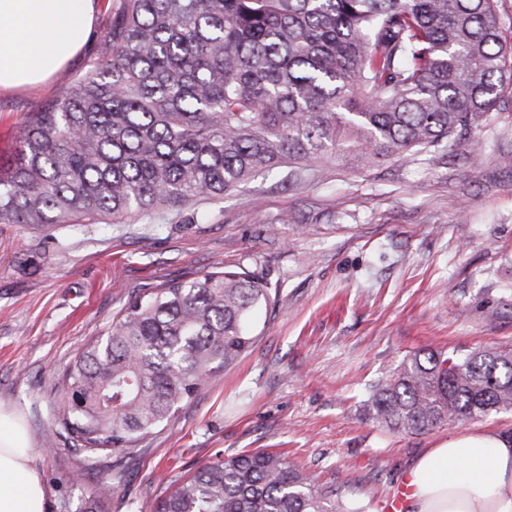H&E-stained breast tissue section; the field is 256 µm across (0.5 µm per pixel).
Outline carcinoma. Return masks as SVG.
<instances>
[{
  "instance_id": "1",
  "label": "carcinoma",
  "mask_w": 512,
  "mask_h": 512,
  "mask_svg": "<svg viewBox=\"0 0 512 512\" xmlns=\"http://www.w3.org/2000/svg\"><path fill=\"white\" fill-rule=\"evenodd\" d=\"M109 53L22 125L0 224H99L219 201L281 166L349 168L447 148L506 104L512 38L497 0H119ZM271 301L250 270L134 292L70 362L59 434L124 457L245 354ZM512 411V350L417 351L366 415L401 433ZM111 483L77 512H104ZM273 451L199 467L155 512H369Z\"/></svg>"
}]
</instances>
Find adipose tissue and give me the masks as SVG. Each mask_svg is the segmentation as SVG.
Returning a JSON list of instances; mask_svg holds the SVG:
<instances>
[{
    "instance_id": "ef3b65f1",
    "label": "adipose tissue",
    "mask_w": 512,
    "mask_h": 512,
    "mask_svg": "<svg viewBox=\"0 0 512 512\" xmlns=\"http://www.w3.org/2000/svg\"><path fill=\"white\" fill-rule=\"evenodd\" d=\"M98 0H0V92L48 82L84 48ZM408 512H512V436L464 434L427 449L407 473ZM23 425L0 409V512H45Z\"/></svg>"
}]
</instances>
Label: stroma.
Wrapping results in <instances>:
<instances>
[{"mask_svg": "<svg viewBox=\"0 0 512 512\" xmlns=\"http://www.w3.org/2000/svg\"><path fill=\"white\" fill-rule=\"evenodd\" d=\"M116 2L101 0L88 44L50 83L0 92L1 165L23 121L106 52ZM240 266L273 297L250 324L253 346L120 463L86 470L52 417L69 362L138 289ZM491 345L512 349V105L439 158L281 167L164 220L0 224V408L27 430L46 512L117 473L107 512H153L200 465L256 448L386 512L421 452L465 431L511 432L512 412L392 433L364 414L371 385L411 352Z\"/></svg>", "mask_w": 512, "mask_h": 512, "instance_id": "obj_1", "label": "stroma"}]
</instances>
